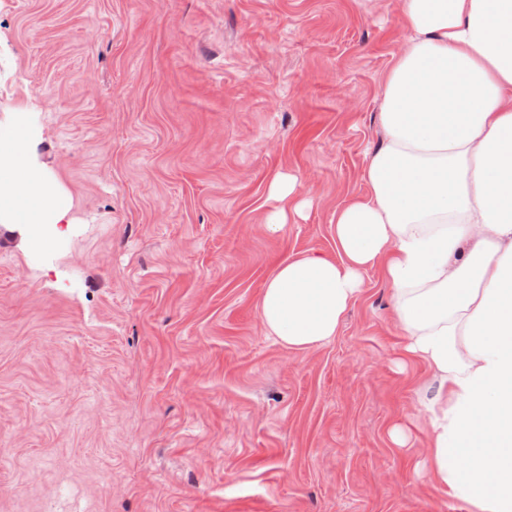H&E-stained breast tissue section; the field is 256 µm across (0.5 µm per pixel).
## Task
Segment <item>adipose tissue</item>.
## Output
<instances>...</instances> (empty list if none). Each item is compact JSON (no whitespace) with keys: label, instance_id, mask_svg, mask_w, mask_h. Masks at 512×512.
<instances>
[{"label":"adipose tissue","instance_id":"adipose-tissue-1","mask_svg":"<svg viewBox=\"0 0 512 512\" xmlns=\"http://www.w3.org/2000/svg\"><path fill=\"white\" fill-rule=\"evenodd\" d=\"M408 45L381 85L382 145L366 191L338 209L332 257L284 260L262 290L261 323L284 347L337 335L381 268L403 354L438 386L423 466L468 512H512V0H403ZM16 113L0 131V223L63 235L72 199L31 154ZM284 229L304 207L292 176L270 186Z\"/></svg>","mask_w":512,"mask_h":512}]
</instances>
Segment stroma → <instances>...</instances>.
I'll use <instances>...</instances> for the list:
<instances>
[{
  "label": "stroma",
  "instance_id": "stroma-1",
  "mask_svg": "<svg viewBox=\"0 0 512 512\" xmlns=\"http://www.w3.org/2000/svg\"><path fill=\"white\" fill-rule=\"evenodd\" d=\"M401 2L0 0V124L74 217L0 224V512H467L416 468L435 384L379 270L307 350L258 310L365 192ZM280 174L309 205L271 234Z\"/></svg>",
  "mask_w": 512,
  "mask_h": 512
}]
</instances>
